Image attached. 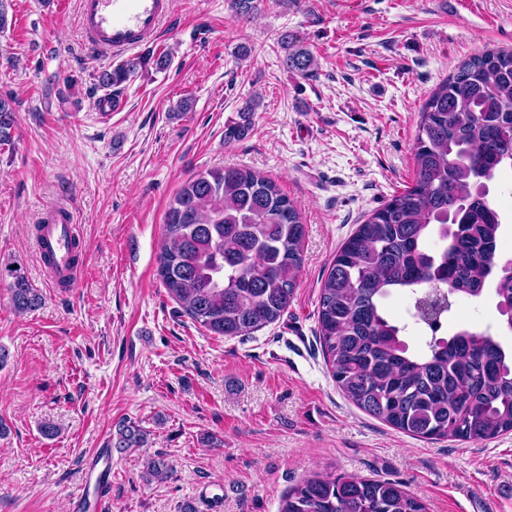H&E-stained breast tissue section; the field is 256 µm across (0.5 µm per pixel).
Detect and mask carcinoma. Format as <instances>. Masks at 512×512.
Masks as SVG:
<instances>
[{"label": "carcinoma", "instance_id": "obj_1", "mask_svg": "<svg viewBox=\"0 0 512 512\" xmlns=\"http://www.w3.org/2000/svg\"><path fill=\"white\" fill-rule=\"evenodd\" d=\"M248 20L260 0H227ZM291 72L308 75L312 53L286 32L279 38ZM168 54L128 58L99 75L119 105L122 86ZM252 104L224 140L251 128ZM11 101L0 97V143L11 141ZM415 183L357 226L336 252L320 291L319 342L344 396L392 428L427 440L476 443L512 432V347L486 329L428 336L417 349L406 324L384 315L395 294L413 296V324L448 319L451 296L490 291L512 333V259L501 261L502 217L489 182L512 170V50H487L461 62L425 99L413 147ZM158 274L193 321L225 337L276 321L288 308L302 263L305 227L277 183L250 169H213L188 181L165 214ZM438 240L431 252L427 242ZM15 310L41 295L21 275L10 286ZM147 432L121 421L108 447L140 448ZM162 481L161 457L147 464ZM279 512H425L404 485L350 474H316L282 497Z\"/></svg>", "mask_w": 512, "mask_h": 512}]
</instances>
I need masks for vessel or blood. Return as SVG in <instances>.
I'll return each mask as SVG.
<instances>
[{"label": "vessel or blood", "instance_id": "obj_1", "mask_svg": "<svg viewBox=\"0 0 512 512\" xmlns=\"http://www.w3.org/2000/svg\"><path fill=\"white\" fill-rule=\"evenodd\" d=\"M84 36L90 49H107L122 55L158 39L167 0H80ZM76 225L72 213L50 212L37 240L41 255L49 261L52 281L70 275ZM112 464L109 454H101L98 466L87 472L86 493L79 500L89 512H99L102 499L95 489L108 481Z\"/></svg>", "mask_w": 512, "mask_h": 512}]
</instances>
